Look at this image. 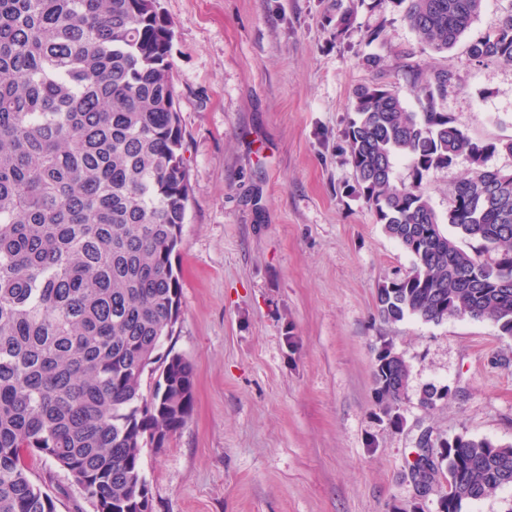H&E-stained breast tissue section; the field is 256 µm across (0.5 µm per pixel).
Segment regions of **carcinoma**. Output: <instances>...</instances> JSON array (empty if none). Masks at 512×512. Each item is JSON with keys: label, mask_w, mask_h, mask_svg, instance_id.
Instances as JSON below:
<instances>
[{"label": "carcinoma", "mask_w": 512, "mask_h": 512, "mask_svg": "<svg viewBox=\"0 0 512 512\" xmlns=\"http://www.w3.org/2000/svg\"><path fill=\"white\" fill-rule=\"evenodd\" d=\"M404 8L423 45L455 47L483 0H373ZM160 0H0V512H56L27 458L65 470L95 512H139L151 495L143 449L191 419L195 366L162 351L181 313L173 266L190 201L182 120ZM469 60L512 64V12L471 42ZM450 72L406 64L405 88L356 91L344 132L357 192L412 256L375 297L379 316L440 323L468 316L512 337V170L489 169L497 146L472 140L439 109ZM414 181L396 184L394 162ZM463 157L444 232L423 176ZM480 242L468 252L459 239ZM493 253L489 263L482 259ZM410 370L392 346L374 365L389 421ZM452 394L430 388L433 408ZM448 479L439 512H461L512 486V445L458 435L437 448Z\"/></svg>", "instance_id": "carcinoma-1"}]
</instances>
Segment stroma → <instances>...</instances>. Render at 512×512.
<instances>
[{
    "mask_svg": "<svg viewBox=\"0 0 512 512\" xmlns=\"http://www.w3.org/2000/svg\"><path fill=\"white\" fill-rule=\"evenodd\" d=\"M191 198L174 265L181 317L167 345L195 365L191 419L143 452L155 512H411L425 430L512 445V338L491 320L386 322L383 281L412 259L354 191L343 132L354 90L404 64L446 69L442 104L473 140L512 139V65L468 60L512 0H485L453 49L422 45L401 7L369 0H161ZM350 13L348 25L336 19ZM382 26L367 44L368 29ZM383 65H366L368 55ZM465 158L424 175L446 217ZM391 344L410 366L392 426L374 402ZM452 395L431 409L422 389ZM33 480L57 512H94L49 459Z\"/></svg>",
    "mask_w": 512,
    "mask_h": 512,
    "instance_id": "1",
    "label": "stroma"
}]
</instances>
